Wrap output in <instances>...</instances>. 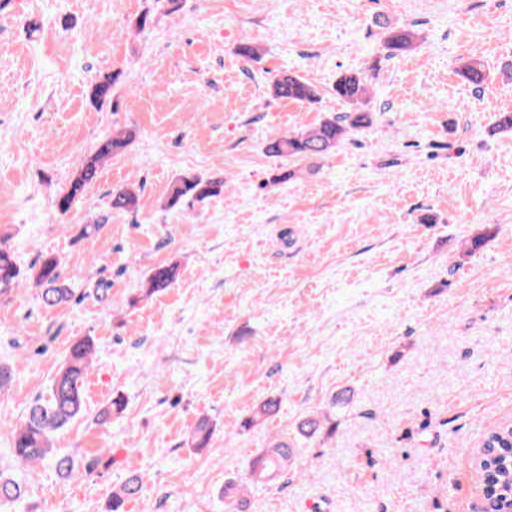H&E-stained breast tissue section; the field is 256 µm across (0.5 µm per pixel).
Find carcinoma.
I'll return each mask as SVG.
<instances>
[{"label":"carcinoma","instance_id":"carcinoma-1","mask_svg":"<svg viewBox=\"0 0 512 512\" xmlns=\"http://www.w3.org/2000/svg\"><path fill=\"white\" fill-rule=\"evenodd\" d=\"M419 36L413 27H387L382 42L386 57L408 53L417 46ZM459 76L468 84L480 87L487 83L489 73L477 55L468 58L458 68ZM114 79L107 75L92 87V99L104 102L112 92ZM273 96L302 104L317 102L316 90L302 76L285 72L270 81ZM336 97L350 106V111L324 118L319 125L301 132L283 134L272 140L267 152L275 158L287 157L295 161L324 156L334 150L347 136L357 133L372 123L368 79L361 72L344 73L333 85ZM135 132L116 129L102 139L82 164L79 173L57 194L55 204L66 212L82 196L97 177L103 163L120 155L131 145ZM224 195V178H203L188 175L173 184L167 206L174 207L183 200L202 203ZM138 198L125 187L112 189V209L129 211L135 208ZM175 264L154 268L148 275L142 291L149 295L170 286L177 278ZM31 281L39 287L42 303L55 307L68 302L73 289L64 284L59 262L48 257L41 264L27 271L22 270L4 241L0 240V295ZM94 341L83 338L74 342L58 371L51 379L47 397L37 399L29 407L22 423L12 431V454L18 463L33 465L52 459L60 472L69 476L74 472V462L67 456H56L52 447L55 432L83 415V384L93 362ZM279 461V474H284L291 463L290 445L275 441L262 452V458L251 465L250 480L261 482L269 479L268 460ZM483 464L478 467L481 485L489 504V512H505L512 506V427L505 425L489 431L478 452ZM143 484V476L135 473L127 477L120 488L112 492L109 512H123L127 500L136 495ZM25 493L23 483L11 474L0 472V504H14Z\"/></svg>","mask_w":512,"mask_h":512}]
</instances>
